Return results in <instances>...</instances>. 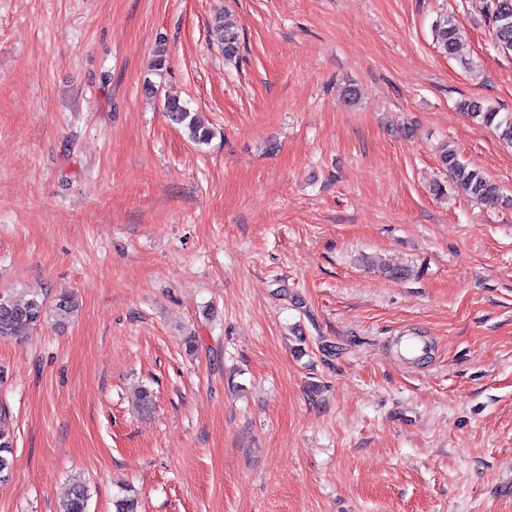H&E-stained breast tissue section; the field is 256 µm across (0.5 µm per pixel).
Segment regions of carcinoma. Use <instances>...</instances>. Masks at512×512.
I'll return each instance as SVG.
<instances>
[{"instance_id":"obj_1","label":"carcinoma","mask_w":512,"mask_h":512,"mask_svg":"<svg viewBox=\"0 0 512 512\" xmlns=\"http://www.w3.org/2000/svg\"><path fill=\"white\" fill-rule=\"evenodd\" d=\"M489 22L495 44L504 52H512V0H489ZM436 40L441 49L453 55L462 37V30L451 16H444L434 26ZM238 49V33L232 25L224 27V57H234ZM461 111L471 115L480 124L494 128L499 137L512 144V113L499 112L491 107L464 100L459 102ZM164 110L169 119L181 126L189 139L197 145L207 144L213 137V130L177 98L164 101ZM439 161L448 172L452 188L463 192L472 199L481 200L499 193V188L488 180L481 171L462 161L456 151L445 148ZM79 310L76 298L67 293L56 296L53 304L38 293L25 296H0V338L26 336L47 319L58 325L71 321ZM14 462V433L6 417L0 416V481L9 477ZM90 493L87 485L76 481L71 492L63 501L60 512H88Z\"/></svg>"}]
</instances>
